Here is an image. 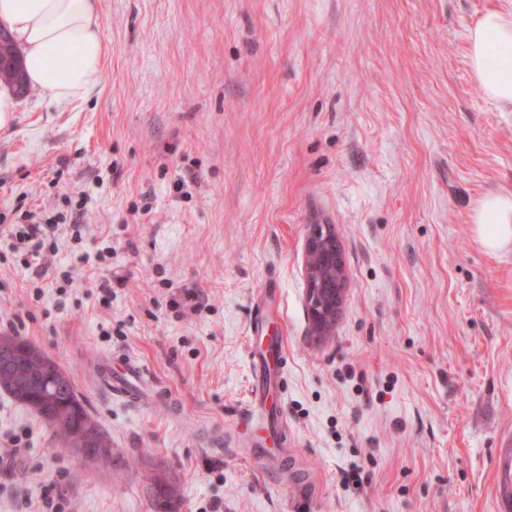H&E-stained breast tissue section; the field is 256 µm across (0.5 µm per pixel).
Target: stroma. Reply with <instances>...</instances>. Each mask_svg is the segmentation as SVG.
Listing matches in <instances>:
<instances>
[{
    "mask_svg": "<svg viewBox=\"0 0 512 512\" xmlns=\"http://www.w3.org/2000/svg\"><path fill=\"white\" fill-rule=\"evenodd\" d=\"M512 0H100L108 47L86 98L28 89L0 129V224L68 215L111 245V291L76 270L31 299L0 262V334L38 345L112 442L86 468L0 391V512H512V248L471 213L512 191V112L483 94L468 31ZM347 274L333 335L306 312L313 221ZM285 337L287 447L238 419L248 348ZM138 359L132 406L95 363ZM29 431V445L4 447ZM309 482L298 497L281 459Z\"/></svg>",
    "mask_w": 512,
    "mask_h": 512,
    "instance_id": "stroma-1",
    "label": "stroma"
}]
</instances>
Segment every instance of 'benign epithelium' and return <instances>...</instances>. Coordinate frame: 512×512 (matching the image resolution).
Segmentation results:
<instances>
[{
    "label": "benign epithelium",
    "instance_id": "benign-epithelium-1",
    "mask_svg": "<svg viewBox=\"0 0 512 512\" xmlns=\"http://www.w3.org/2000/svg\"><path fill=\"white\" fill-rule=\"evenodd\" d=\"M17 61L0 62V80L20 85ZM304 273L307 280V310L312 329L319 337L329 336L346 288V271L336 249V232L330 224H313L306 239ZM12 378L11 389L31 402L53 423L71 419L67 407L55 397L65 392L67 382L55 367V361L42 350L20 341L0 343V376ZM73 455L84 465L96 468L112 456V449L100 446V433L87 424L72 445Z\"/></svg>",
    "mask_w": 512,
    "mask_h": 512
}]
</instances>
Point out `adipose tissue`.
I'll return each instance as SVG.
<instances>
[{
  "label": "adipose tissue",
  "instance_id": "ef3b65f1",
  "mask_svg": "<svg viewBox=\"0 0 512 512\" xmlns=\"http://www.w3.org/2000/svg\"><path fill=\"white\" fill-rule=\"evenodd\" d=\"M0 23L22 51L27 84L63 104L86 97L106 58L98 0H0ZM469 62L486 97L512 110V14L485 13L469 30ZM471 222L479 242L512 245V192L487 193Z\"/></svg>",
  "mask_w": 512,
  "mask_h": 512
}]
</instances>
